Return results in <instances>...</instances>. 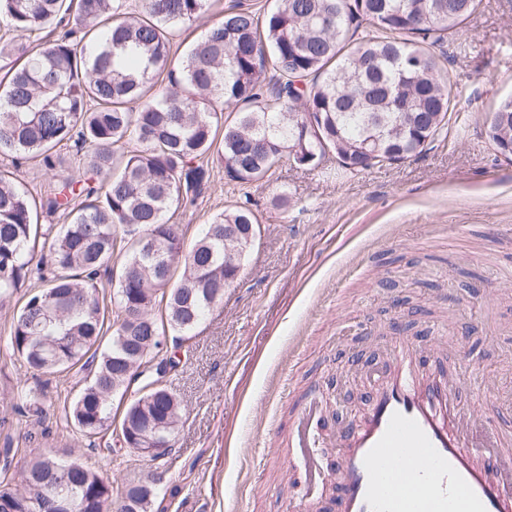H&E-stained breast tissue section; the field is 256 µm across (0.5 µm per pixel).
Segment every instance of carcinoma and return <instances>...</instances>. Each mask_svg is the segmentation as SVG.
I'll list each match as a JSON object with an SVG mask.
<instances>
[{"label":"carcinoma","mask_w":512,"mask_h":512,"mask_svg":"<svg viewBox=\"0 0 512 512\" xmlns=\"http://www.w3.org/2000/svg\"><path fill=\"white\" fill-rule=\"evenodd\" d=\"M276 2L262 16L224 12L177 57L175 33L210 0H145L140 10L127 0H0V155L14 163L0 170V306L47 245L38 270L48 274L13 313L10 345L28 370L83 373L68 417L91 448L112 427L114 397L135 383L121 448L141 457L151 448L155 461L184 424L168 385L180 359L159 337L197 328L259 233L245 200L185 244L168 214L196 205L208 166L242 188L271 178L284 158L313 168L334 158L354 173L421 153L457 96L434 47L463 35L482 0ZM49 27L60 33L44 43ZM486 134L500 154L512 146V97L488 114ZM64 147L83 154L76 175L61 170ZM24 161L52 172L47 201L20 181ZM44 207L64 223L42 228ZM116 253L124 260L114 270ZM103 273L116 306L110 324ZM16 391L26 411L43 414L42 393ZM0 472V512H58L52 483L71 493V512H153L157 500L150 485L119 484L50 448L31 449L16 488L9 467Z\"/></svg>","instance_id":"carcinoma-1"}]
</instances>
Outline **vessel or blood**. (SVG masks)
Here are the masks:
<instances>
[{
  "label": "vessel or blood",
  "mask_w": 512,
  "mask_h": 512,
  "mask_svg": "<svg viewBox=\"0 0 512 512\" xmlns=\"http://www.w3.org/2000/svg\"><path fill=\"white\" fill-rule=\"evenodd\" d=\"M474 371L466 349L431 362L407 338L393 339L362 419L337 435L312 405L302 408L295 454L316 436L336 438L306 480L336 474V512H512V454L497 441L483 448L463 403Z\"/></svg>",
  "instance_id": "b4317fda"
}]
</instances>
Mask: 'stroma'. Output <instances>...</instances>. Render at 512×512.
Returning a JSON list of instances; mask_svg holds the SVG:
<instances>
[{
    "label": "stroma",
    "mask_w": 512,
    "mask_h": 512,
    "mask_svg": "<svg viewBox=\"0 0 512 512\" xmlns=\"http://www.w3.org/2000/svg\"><path fill=\"white\" fill-rule=\"evenodd\" d=\"M459 95L440 139L420 155L360 173L282 163L252 187L261 234L237 283L183 343L170 377L186 421L174 451L151 461L95 448L65 419L78 389L69 371H25L8 340L14 306L0 308V448L18 475L33 448L156 484L162 512H284L289 494L329 500L336 478L301 482L286 461L292 419L316 398L337 426L361 417L364 366L386 359L393 331L428 356L469 336L484 431L512 435V160L487 139L485 117L512 96V0H483L464 36L443 46ZM288 204L276 206L280 195ZM223 168L177 216L186 242L239 201ZM41 389L42 418L14 410L18 380Z\"/></svg>",
    "instance_id": "obj_1"
}]
</instances>
